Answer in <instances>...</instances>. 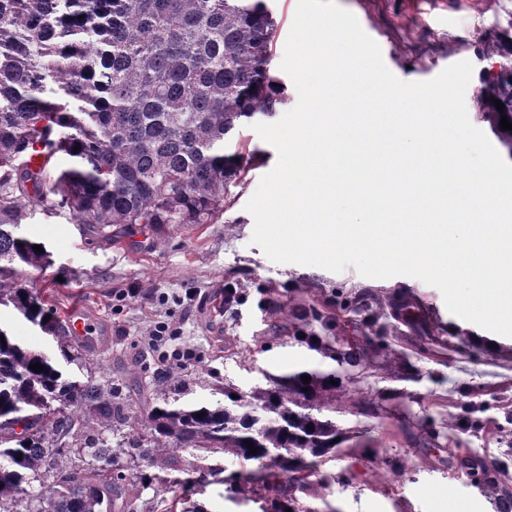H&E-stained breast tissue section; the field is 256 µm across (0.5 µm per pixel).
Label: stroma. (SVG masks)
I'll list each match as a JSON object with an SVG mask.
<instances>
[{
  "label": "stroma",
  "instance_id": "obj_1",
  "mask_svg": "<svg viewBox=\"0 0 512 512\" xmlns=\"http://www.w3.org/2000/svg\"><path fill=\"white\" fill-rule=\"evenodd\" d=\"M353 13L380 47L388 70L404 82H425L446 67L470 62L473 73L465 93L470 122L490 133L474 102L482 76L493 64L485 45L512 28V0H337ZM297 0H274L279 22L270 71L283 84L285 109L298 101L297 90L281 69ZM243 137L256 152L248 173L231 188L224 215L213 224H185L161 236L117 234L109 241L90 239L69 211L34 214L25 233L43 242L51 264L25 268L24 287L42 297L56 316L76 311L95 328L89 350L91 372L108 381L127 417L147 421L160 396L159 374L145 331L169 323L178 344L194 346L199 357L183 376L193 402L223 400L225 384L240 391L264 384L266 375L317 368L321 357L308 340L288 328L285 306H315L329 314L337 294L368 301L404 291L426 311L431 325L422 329L387 319L393 353L413 367L404 374L392 364L350 370L336 420L356 430L339 454L324 466L331 480L306 498L312 512H493L491 500L448 466V451L471 449L485 462L501 457L498 428L512 421V337L484 343L487 330L447 309L439 289L409 276L372 279L354 267L335 273L316 266L277 263L253 244L254 218L246 204L261 178L274 168L276 149L252 127ZM237 288L240 301L227 311L219 304L225 287ZM0 327L27 347L57 356L53 337L0 306ZM474 417L482 431H450L447 440L431 434L448 419ZM386 453L400 461L392 470L381 464ZM211 472L190 470L181 483L129 495L125 512H260L256 503L233 498L229 476L237 461L216 454Z\"/></svg>",
  "mask_w": 512,
  "mask_h": 512
}]
</instances>
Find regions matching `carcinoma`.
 Listing matches in <instances>:
<instances>
[{
  "instance_id": "carcinoma-1",
  "label": "carcinoma",
  "mask_w": 512,
  "mask_h": 512,
  "mask_svg": "<svg viewBox=\"0 0 512 512\" xmlns=\"http://www.w3.org/2000/svg\"><path fill=\"white\" fill-rule=\"evenodd\" d=\"M277 32L269 0H0V305L51 333L66 363L86 365L85 349L19 284V269L50 264L21 225L38 211L67 209L92 238L109 241L117 226L158 235L219 220L229 188L254 161L245 146L228 145L255 115L285 103L269 73ZM501 42L488 46L498 69L482 79L475 103L512 159V131L500 127L503 116L512 122V47ZM62 156L70 165L47 183ZM365 311L359 299L336 303V312L359 317L362 343L314 345L336 369L268 375L246 393L228 385L224 402L211 405L163 397L132 443L148 452L129 454L123 475L101 465L113 448L99 431L126 424L112 386L72 378L0 329V459L8 462L0 509L40 512L29 503L37 481L52 512H112L146 481L137 458L182 472V453L193 450L239 462L229 478L238 499L261 501L266 512H311L301 494L326 486L320 465L349 438L335 416L342 373L388 357L382 315ZM286 317L290 328L333 321L314 307ZM35 363L44 370L29 368ZM448 465L467 471L498 512H512L505 463L488 468L450 448Z\"/></svg>"
}]
</instances>
